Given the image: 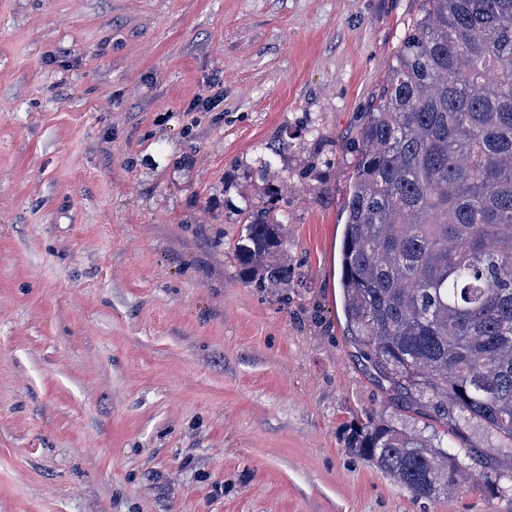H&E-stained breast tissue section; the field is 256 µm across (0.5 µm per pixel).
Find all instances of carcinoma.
Wrapping results in <instances>:
<instances>
[{
  "mask_svg": "<svg viewBox=\"0 0 512 512\" xmlns=\"http://www.w3.org/2000/svg\"><path fill=\"white\" fill-rule=\"evenodd\" d=\"M423 2L356 137L342 311L388 382L512 460V0ZM274 213L240 211L241 277L258 288L294 277ZM345 448L415 500L499 491L399 422L358 419Z\"/></svg>",
  "mask_w": 512,
  "mask_h": 512,
  "instance_id": "carcinoma-1",
  "label": "carcinoma"
}]
</instances>
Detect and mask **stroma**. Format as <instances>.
<instances>
[{"mask_svg":"<svg viewBox=\"0 0 512 512\" xmlns=\"http://www.w3.org/2000/svg\"><path fill=\"white\" fill-rule=\"evenodd\" d=\"M421 8L0 0V512H512L494 439L398 403L341 312L354 142ZM283 176L295 274L255 288L238 211ZM365 415L498 494L413 500L345 448Z\"/></svg>","mask_w":512,"mask_h":512,"instance_id":"stroma-1","label":"stroma"}]
</instances>
